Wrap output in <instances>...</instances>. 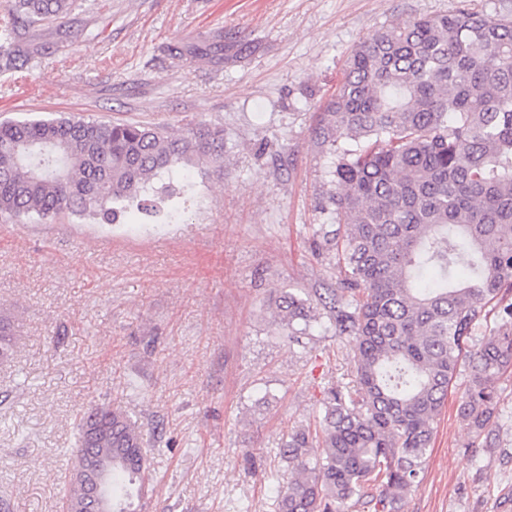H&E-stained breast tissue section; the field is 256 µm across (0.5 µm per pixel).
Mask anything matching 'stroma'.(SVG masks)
Returning <instances> with one entry per match:
<instances>
[{
	"instance_id": "35a3bbf8",
	"label": "stroma",
	"mask_w": 512,
	"mask_h": 512,
	"mask_svg": "<svg viewBox=\"0 0 512 512\" xmlns=\"http://www.w3.org/2000/svg\"><path fill=\"white\" fill-rule=\"evenodd\" d=\"M512 0H73L30 24L28 61L0 68V120L84 117L224 130V157L185 174L177 222L0 218V495L63 512L80 415L109 403L141 423L143 512H273L280 448L314 427L327 388L353 380L329 313L301 343L275 298L337 287L329 160L315 128L352 51L383 25ZM492 445L457 416L456 380L405 512H505L512 373ZM16 336L14 326L7 314L0 318V362L8 361L14 354Z\"/></svg>"
}]
</instances>
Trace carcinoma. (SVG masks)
<instances>
[{
	"mask_svg": "<svg viewBox=\"0 0 512 512\" xmlns=\"http://www.w3.org/2000/svg\"><path fill=\"white\" fill-rule=\"evenodd\" d=\"M69 0H16L0 30V58L22 59L20 28L56 19ZM315 138L331 159L327 196L337 228L325 233L344 276L323 303L354 351V384L325 391L320 434L297 428L280 455L274 512H404L419 482L448 388L466 372L458 416L488 437L496 380L512 369V305L497 333L477 324L512 288V19L470 10L390 23L350 55ZM224 155V129L174 138L157 127L66 118L0 122V215L61 213L114 224L120 205L157 210L149 193L164 172ZM276 323L301 341L318 304L291 291ZM16 346L0 317V362ZM100 431L90 443L86 428ZM144 434L123 410L100 405L79 423V447L105 466L71 484L68 512H142Z\"/></svg>",
	"mask_w": 512,
	"mask_h": 512,
	"instance_id": "1",
	"label": "carcinoma"
}]
</instances>
